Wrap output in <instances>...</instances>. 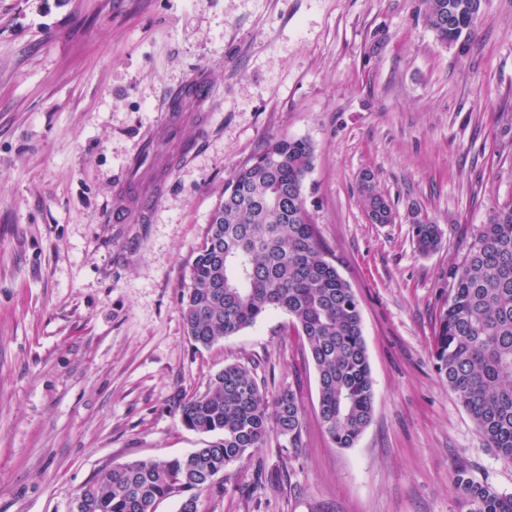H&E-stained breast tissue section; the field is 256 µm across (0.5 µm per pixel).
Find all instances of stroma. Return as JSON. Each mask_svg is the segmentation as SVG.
Listing matches in <instances>:
<instances>
[{"label": "stroma", "instance_id": "obj_1", "mask_svg": "<svg viewBox=\"0 0 512 512\" xmlns=\"http://www.w3.org/2000/svg\"><path fill=\"white\" fill-rule=\"evenodd\" d=\"M423 12V0H0V512H71L112 466L201 447L171 406L227 364L298 391L301 445L272 434L198 512H459L460 467L512 495V466L432 358L451 268L493 204L512 201V0H484L463 50ZM201 72L205 122L184 94ZM273 137L312 142L307 208L360 304L374 411L350 448L318 421L317 374L286 312L208 349L183 326L210 213ZM368 172L393 223L368 219ZM130 196L137 208L114 217ZM415 208L441 229L427 255Z\"/></svg>", "mask_w": 512, "mask_h": 512}]
</instances>
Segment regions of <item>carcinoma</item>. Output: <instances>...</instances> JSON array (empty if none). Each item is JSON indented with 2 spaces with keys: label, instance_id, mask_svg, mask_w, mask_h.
I'll use <instances>...</instances> for the list:
<instances>
[{
  "label": "carcinoma",
  "instance_id": "1",
  "mask_svg": "<svg viewBox=\"0 0 512 512\" xmlns=\"http://www.w3.org/2000/svg\"><path fill=\"white\" fill-rule=\"evenodd\" d=\"M424 20L441 43L464 48L483 0H424ZM314 146L273 138L224 184L182 296L186 334L199 348L253 325L272 309L291 318L319 383L318 413L333 445L351 448L371 421L374 387L356 295L327 252L302 201ZM369 218L387 224L392 209L373 180L361 182ZM422 254L441 230L412 225ZM433 358L441 380L472 417L487 447L512 464V201L493 209L450 272ZM180 422L219 438L185 456L113 466L80 491L81 512H156L174 496L198 500L225 470L251 459L272 432L299 447L304 413L298 393L262 388L252 371L229 364L200 394L175 400ZM460 512H512V496L456 473Z\"/></svg>",
  "mask_w": 512,
  "mask_h": 512
}]
</instances>
